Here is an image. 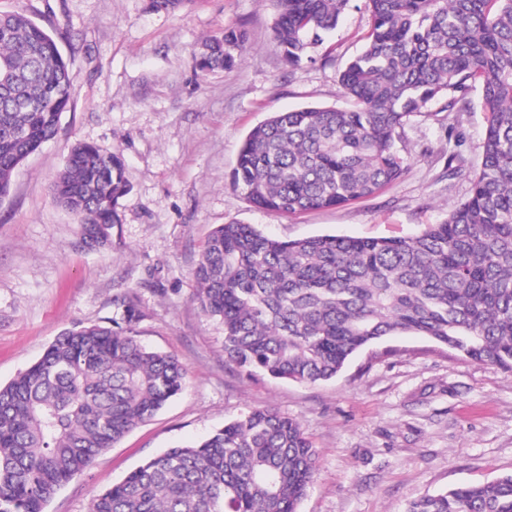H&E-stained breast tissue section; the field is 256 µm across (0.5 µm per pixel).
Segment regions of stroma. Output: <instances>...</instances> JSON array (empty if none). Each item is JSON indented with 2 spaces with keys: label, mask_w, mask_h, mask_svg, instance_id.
<instances>
[{
  "label": "stroma",
  "mask_w": 512,
  "mask_h": 512,
  "mask_svg": "<svg viewBox=\"0 0 512 512\" xmlns=\"http://www.w3.org/2000/svg\"><path fill=\"white\" fill-rule=\"evenodd\" d=\"M55 38L69 63L72 104L58 133L14 173L0 202V385L61 331L119 317L114 295L134 292L141 340L188 369L183 392L100 453L45 512H88L91 499L148 457L198 440L249 408L298 422L317 450L300 512H404L427 492L512 473V369L481 364L419 336L354 356L315 385L249 376L224 360V327L193 300L192 268L209 233L230 222L295 240L316 234L400 237L442 222L480 168L487 114L480 91L448 142L442 101L404 127L403 175L379 194L292 217L255 209L232 186L246 135L272 113L347 106L338 76L364 46L369 19L351 9L302 63L288 64L269 0H193L150 12L147 0H0ZM244 30L233 66L203 71L202 41ZM119 152L130 192L105 250L84 248L74 215L50 182L70 145ZM457 155L461 176L448 175Z\"/></svg>",
  "instance_id": "1"
}]
</instances>
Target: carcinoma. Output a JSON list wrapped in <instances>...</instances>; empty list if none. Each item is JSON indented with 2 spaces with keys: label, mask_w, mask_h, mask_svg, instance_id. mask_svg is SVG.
<instances>
[{
  "label": "carcinoma",
  "mask_w": 512,
  "mask_h": 512,
  "mask_svg": "<svg viewBox=\"0 0 512 512\" xmlns=\"http://www.w3.org/2000/svg\"><path fill=\"white\" fill-rule=\"evenodd\" d=\"M192 0H149L170 13ZM290 64L333 32L352 0H270ZM365 46L339 74L349 109L278 112L244 139L232 184L256 208L293 216L372 196L403 174L410 117L439 98L448 130L480 89L487 125L468 196L412 237L319 234L278 240L217 226L193 269V300L224 325V359L249 375L317 383L391 336H420L512 369V0H363ZM246 34L202 42L203 71L232 66ZM69 63L23 13H0V202L13 171L71 105ZM50 192L105 248L127 193L114 151L73 144ZM120 319L62 331L0 385V512H44L104 450L184 388L185 365L145 346L134 292ZM317 451L298 422L253 408L147 459L95 495L89 512H299ZM405 512H512V474L425 494Z\"/></svg>",
  "instance_id": "obj_1"
}]
</instances>
